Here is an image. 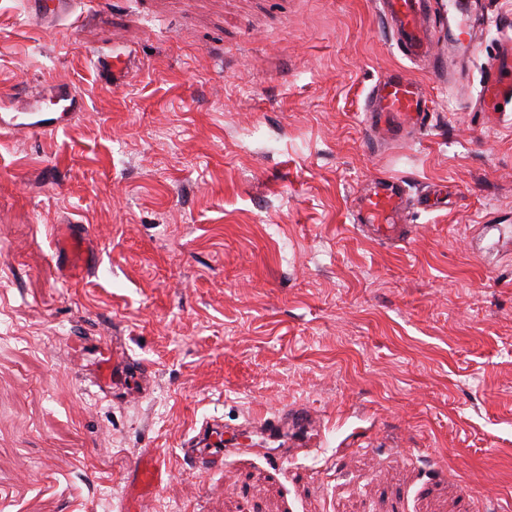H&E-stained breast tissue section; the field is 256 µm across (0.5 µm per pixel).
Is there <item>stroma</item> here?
<instances>
[{
  "mask_svg": "<svg viewBox=\"0 0 512 512\" xmlns=\"http://www.w3.org/2000/svg\"><path fill=\"white\" fill-rule=\"evenodd\" d=\"M489 3L429 130L371 150V85L424 76L375 0H75L51 27L0 0V94L86 103L0 138V512H512V112L477 108L512 0ZM382 173L448 192L403 243L352 222ZM209 421L229 452L201 472L181 446ZM144 448L167 474L140 494ZM110 60L103 62L98 59L96 67L103 80L109 86L117 89L122 87L129 79L130 61L124 53H112Z\"/></svg>",
  "mask_w": 512,
  "mask_h": 512,
  "instance_id": "1",
  "label": "stroma"
}]
</instances>
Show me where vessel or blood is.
I'll return each instance as SVG.
<instances>
[{
    "mask_svg": "<svg viewBox=\"0 0 512 512\" xmlns=\"http://www.w3.org/2000/svg\"><path fill=\"white\" fill-rule=\"evenodd\" d=\"M74 0H26L27 11L40 22L51 24L66 17ZM392 40L410 61L425 62L427 70L439 80L446 79L449 68L464 72L478 49L472 35L475 14L468 0H446L439 24L428 20L431 0H379ZM103 80L113 88L122 87L129 78L130 62L124 53L97 62ZM483 101L492 107L512 105V44L498 65L486 71L482 80ZM85 108V102L68 87H45L38 92L12 93L0 99V137L25 131L52 132L67 126ZM365 125L383 131L388 138L400 139L427 130L431 123V105L419 84L403 70H393L371 87L365 107ZM408 192L402 178L378 177L361 193L355 203L354 219L360 231L377 242L399 241L409 236L405 224ZM223 436L213 433L210 445L198 447L188 441L185 458L200 471H207L224 459L219 444ZM131 476L146 487L163 480L164 471L152 449H144Z\"/></svg>",
    "mask_w": 512,
    "mask_h": 512,
    "instance_id": "b4317fda",
    "label": "vessel or blood"
}]
</instances>
